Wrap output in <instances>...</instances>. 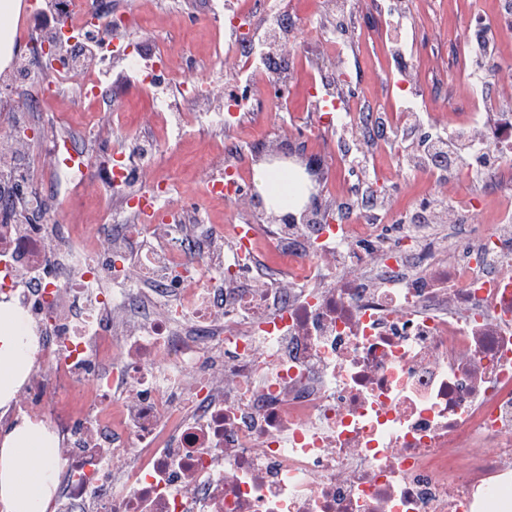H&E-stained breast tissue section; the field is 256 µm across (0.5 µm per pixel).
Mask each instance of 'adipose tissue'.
I'll return each mask as SVG.
<instances>
[{"instance_id":"ef3b65f1","label":"adipose tissue","mask_w":512,"mask_h":512,"mask_svg":"<svg viewBox=\"0 0 512 512\" xmlns=\"http://www.w3.org/2000/svg\"><path fill=\"white\" fill-rule=\"evenodd\" d=\"M37 338L14 302H0V407L30 370ZM60 457L44 425L23 421L0 431V512H46Z\"/></svg>"}]
</instances>
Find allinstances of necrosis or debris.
Listing matches in <instances>:
<instances>
[{
  "label": "necrosis or debris",
  "instance_id": "4bbe7bcc",
  "mask_svg": "<svg viewBox=\"0 0 512 512\" xmlns=\"http://www.w3.org/2000/svg\"><path fill=\"white\" fill-rule=\"evenodd\" d=\"M50 2L52 27L33 43L16 34L0 76V96L25 93L6 115L22 145L78 57L97 63L87 99L116 64L143 91L173 78L165 49L148 59L119 38L111 0ZM208 20L272 100L287 94L290 62L252 52L256 30L288 24L284 0L259 19L211 0ZM311 90L326 134L354 121L376 141L410 122L367 111L355 90ZM207 93L156 94L152 136L124 155L93 148L94 122L69 134L65 114H47L51 163L26 152L0 182V298L23 312L39 361L0 425L43 424L63 448L51 512H512V234L480 225L447 258L408 210L341 221L304 207L247 237L189 223L161 210L166 183L130 186ZM92 181L126 223L66 226L46 207L54 191L80 203ZM204 190L229 202L251 179L232 156ZM336 252L372 276L324 266Z\"/></svg>",
  "mask_w": 512,
  "mask_h": 512
}]
</instances>
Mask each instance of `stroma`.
<instances>
[{"instance_id":"1","label":"stroma","mask_w":512,"mask_h":512,"mask_svg":"<svg viewBox=\"0 0 512 512\" xmlns=\"http://www.w3.org/2000/svg\"><path fill=\"white\" fill-rule=\"evenodd\" d=\"M470 0H406V25L403 36H396L390 13L365 8L363 0H351L349 6L336 0H294L297 18L293 33L278 39L277 55L294 61L292 90L279 106H271L269 92L261 81H254L253 95L257 120L266 137L251 136L249 129L221 131L213 128L194 129L179 146L165 154L156 167L143 170L137 187L151 186L165 179L174 186L168 202L206 211L218 224L239 218L262 224L266 214L255 208L251 195H243L227 204L204 196L201 181L219 173L223 159L212 149L215 140L224 139L241 145V160L247 165L258 161L261 151L287 139H295L304 155L319 153L326 147L323 138L307 139L301 132L308 128L318 105L308 89L313 78L332 80L337 62L346 66L347 82L337 86V96H345L350 87H358L367 104L384 105L392 98L396 73H403L415 88L440 83L446 90L442 100L426 99V124L414 131L418 141L427 140L435 128L448 127L463 111L466 76L469 63L457 58L460 41L469 37L466 18ZM115 12L131 18L126 32L130 43L144 52L158 45L169 49V64L187 82L207 83L213 94L196 102L194 109L206 112L217 105L226 86L238 83L235 61L224 38L215 33L207 19V0H112ZM498 65L484 89L482 110L488 122H496L503 106H512V28H494ZM402 38L407 52L401 65H393L387 47ZM98 135L107 142L113 135L111 115H126L129 133H144L153 128L150 100L130 85L113 91L98 109ZM345 148H359L371 160L370 173L390 210L399 212L421 200L438 194L448 200L449 215L464 208L468 197L477 195L483 186V175L477 160H469L465 171L445 177L428 178L413 175L402 163L405 141L395 137L383 143L364 139L359 126L349 125L342 137Z\"/></svg>"}]
</instances>
